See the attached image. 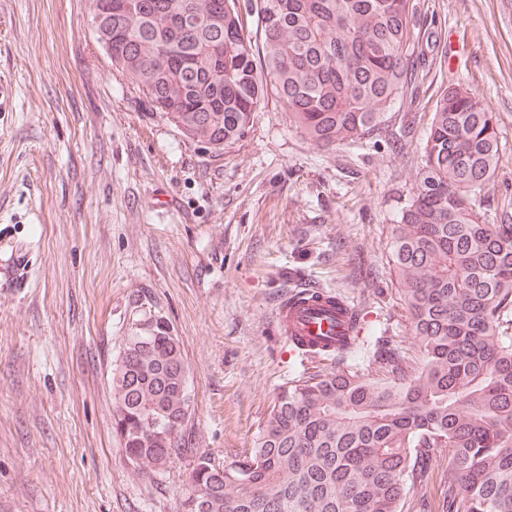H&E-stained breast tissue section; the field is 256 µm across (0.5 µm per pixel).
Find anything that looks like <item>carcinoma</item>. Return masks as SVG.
I'll return each mask as SVG.
<instances>
[{"label": "carcinoma", "mask_w": 512, "mask_h": 512, "mask_svg": "<svg viewBox=\"0 0 512 512\" xmlns=\"http://www.w3.org/2000/svg\"><path fill=\"white\" fill-rule=\"evenodd\" d=\"M99 8L97 42L151 112L215 151L244 135L268 93L322 148L386 125L413 76V0H251L262 56L240 0H133ZM497 120L461 84L439 95L423 161L390 258L419 363L392 345L379 370L304 372L282 390L253 448L227 465L201 454L186 512H512V217L482 212L499 168ZM112 371L113 429L127 466L148 475L186 449L145 430L191 407L178 338L157 318L124 338ZM448 451L436 503L408 494Z\"/></svg>", "instance_id": "cac0c4a2"}]
</instances>
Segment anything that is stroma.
<instances>
[{
  "mask_svg": "<svg viewBox=\"0 0 512 512\" xmlns=\"http://www.w3.org/2000/svg\"><path fill=\"white\" fill-rule=\"evenodd\" d=\"M416 3L415 90L387 114L401 148H320L271 100L217 154L113 74L91 0H0V512H183L195 454L237 460L302 372L274 327L295 278L413 348L389 243L446 86L495 112L484 206L512 212V0ZM153 315L182 345L194 451L142 476L110 368Z\"/></svg>",
  "mask_w": 512,
  "mask_h": 512,
  "instance_id": "stroma-1",
  "label": "stroma"
}]
</instances>
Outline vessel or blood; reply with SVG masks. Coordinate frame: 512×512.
<instances>
[{"label": "vessel or blood", "instance_id": "1", "mask_svg": "<svg viewBox=\"0 0 512 512\" xmlns=\"http://www.w3.org/2000/svg\"><path fill=\"white\" fill-rule=\"evenodd\" d=\"M275 326L297 351L315 356L344 350L360 334L355 310L327 293L317 299L305 294L284 298L276 309Z\"/></svg>", "mask_w": 512, "mask_h": 512}]
</instances>
